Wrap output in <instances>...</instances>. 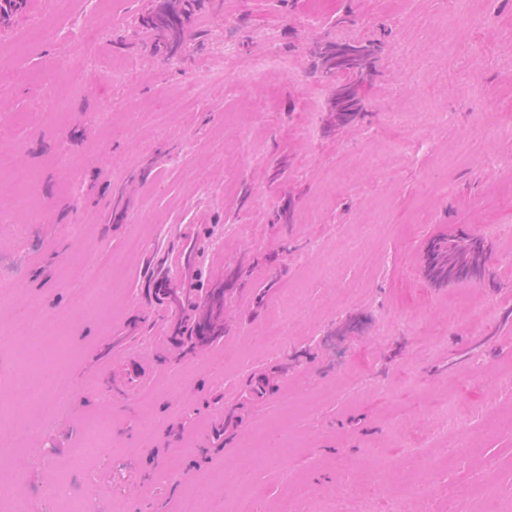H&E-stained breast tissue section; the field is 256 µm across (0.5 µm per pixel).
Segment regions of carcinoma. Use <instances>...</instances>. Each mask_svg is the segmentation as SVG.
<instances>
[{"mask_svg":"<svg viewBox=\"0 0 512 512\" xmlns=\"http://www.w3.org/2000/svg\"><path fill=\"white\" fill-rule=\"evenodd\" d=\"M197 0H150L147 12L141 18L142 28L155 41L158 52L175 56L187 49L188 41L195 36L194 15ZM336 43H324L314 52V76L323 81H334L342 74L347 85L360 86L371 75V64L377 51L374 43L357 42L351 47V56L343 64L337 63ZM362 110V99L356 94L334 93L331 112L335 121L349 123ZM481 247L476 241L435 239L432 254L435 264L429 270L432 279L439 282L478 281L485 269L480 262Z\"/></svg>","mask_w":512,"mask_h":512,"instance_id":"obj_1","label":"carcinoma"}]
</instances>
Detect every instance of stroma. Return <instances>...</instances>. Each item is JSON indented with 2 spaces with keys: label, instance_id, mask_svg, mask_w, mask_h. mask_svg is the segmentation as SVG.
<instances>
[{
  "label": "stroma",
  "instance_id": "35a3bbf8",
  "mask_svg": "<svg viewBox=\"0 0 512 512\" xmlns=\"http://www.w3.org/2000/svg\"><path fill=\"white\" fill-rule=\"evenodd\" d=\"M147 7L26 0L0 32L14 73L0 82V124L14 125L0 159L32 174L24 191L0 176L13 203L0 212V448L26 487L0 512H57L46 488L61 478L74 512H179L189 480L232 467L259 430L296 443L254 470L259 512L294 485V512L343 498L390 512L412 487L417 512H512V0H199L198 37L171 59L137 30ZM36 18L44 34L27 38ZM346 36L379 51L361 114L332 127L334 86L311 63ZM266 53L288 70L243 73ZM114 59L127 65L116 78ZM202 69L217 76L199 86ZM189 85L195 106L172 111ZM173 224L214 229L223 350L162 363L149 403L99 393L114 338L146 333L136 267ZM438 235L481 240L489 274L429 281ZM74 264L94 301L61 351L10 335L20 306L37 320L69 307ZM276 316L289 336L272 348L260 333ZM36 354L74 390L24 436L14 387ZM100 414L109 429L88 457Z\"/></svg>",
  "mask_w": 512,
  "mask_h": 512
}]
</instances>
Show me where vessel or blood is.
Returning a JSON list of instances; mask_svg holds the SVG:
<instances>
[{
    "mask_svg": "<svg viewBox=\"0 0 512 512\" xmlns=\"http://www.w3.org/2000/svg\"><path fill=\"white\" fill-rule=\"evenodd\" d=\"M139 270L154 346L175 351L180 364L210 357L224 332V278L211 236L196 224L176 225L167 245L143 259ZM118 353L106 368L110 392L141 398L154 386V367L142 359L133 340H126Z\"/></svg>",
    "mask_w": 512,
    "mask_h": 512,
    "instance_id": "1",
    "label": "vessel or blood"
}]
</instances>
